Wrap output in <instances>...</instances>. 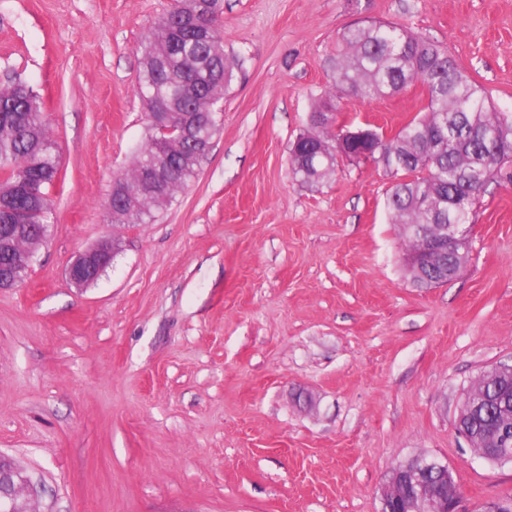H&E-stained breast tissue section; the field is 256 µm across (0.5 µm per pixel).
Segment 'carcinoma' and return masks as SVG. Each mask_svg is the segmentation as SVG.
Wrapping results in <instances>:
<instances>
[{"mask_svg": "<svg viewBox=\"0 0 512 512\" xmlns=\"http://www.w3.org/2000/svg\"><path fill=\"white\" fill-rule=\"evenodd\" d=\"M222 0H176L154 26L142 51L139 93L147 106L170 102L176 121L182 113L199 114L197 135L208 138L214 119L212 90L222 81L229 93L239 64L224 52L218 26ZM332 91L310 115V129L291 143L295 178L319 184L336 171L337 147L344 129H335L328 113L348 95L365 100L393 95L419 82L426 91L424 119H414L395 137L374 145H356L383 173L396 178L386 197L392 223L403 228L407 253L423 252L435 224H467L487 184L512 163V113L497 112L484 90L441 46L423 36L386 23L348 27L337 37ZM169 153L177 165L169 197L194 176L198 161L179 157L157 134L137 157L132 170L117 178L135 198L112 215L117 224H143L163 202L138 191L143 171ZM58 174L37 95L18 84L0 88V182L30 184L39 196L29 224L44 223L51 211L50 187ZM470 237L448 243L440 262L427 272L443 282L466 265ZM459 421L480 449L502 448V430L512 438V376L477 381L464 397Z\"/></svg>", "mask_w": 512, "mask_h": 512, "instance_id": "1", "label": "carcinoma"}]
</instances>
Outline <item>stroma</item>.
Returning <instances> with one entry per match:
<instances>
[{"instance_id":"1","label":"stroma","mask_w":512,"mask_h":512,"mask_svg":"<svg viewBox=\"0 0 512 512\" xmlns=\"http://www.w3.org/2000/svg\"><path fill=\"white\" fill-rule=\"evenodd\" d=\"M174 0H0V86L34 90L60 174L47 236L0 290V452L43 512H380L390 470L448 465L466 506L512 499L461 402L512 364V183L471 217L463 272L418 288L393 179L339 158L311 186L290 146L332 87L336 37L375 20L445 48L512 112V0H224L241 65L220 130L171 203L115 225L107 203L151 135L140 48ZM420 84L341 100L335 126L393 137ZM118 236L112 265L67 268ZM118 250L114 238L104 239L96 246L79 254L70 264L67 275L72 284L84 287L95 281L110 264Z\"/></svg>"}]
</instances>
